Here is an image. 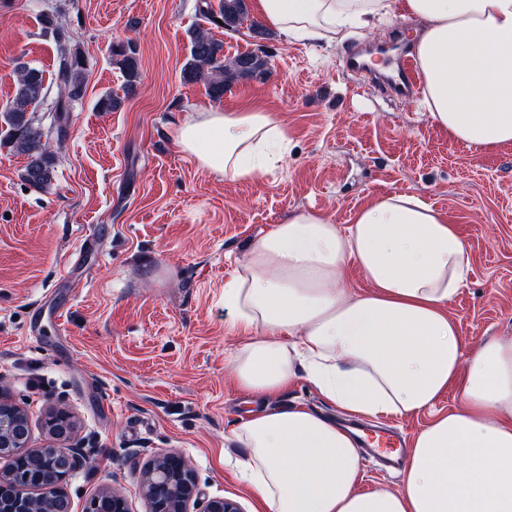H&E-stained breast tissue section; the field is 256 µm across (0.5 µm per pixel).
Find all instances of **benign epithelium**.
Here are the masks:
<instances>
[{
	"label": "benign epithelium",
	"instance_id": "obj_1",
	"mask_svg": "<svg viewBox=\"0 0 512 512\" xmlns=\"http://www.w3.org/2000/svg\"><path fill=\"white\" fill-rule=\"evenodd\" d=\"M49 427L62 443L53 447L28 448L29 421L11 402L0 397V455L11 463L6 477H0V512H30L34 492L52 495V512H69L61 485L82 464L92 458L69 444L73 424L69 414L56 412L49 417ZM139 483L148 512H193L199 495L198 479L190 461L181 453L156 454L140 473ZM86 512H129L126 499L115 491L102 490L93 497ZM203 512H242L239 504L228 498H212Z\"/></svg>",
	"mask_w": 512,
	"mask_h": 512
}]
</instances>
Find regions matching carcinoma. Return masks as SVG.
I'll list each match as a JSON object with an SVG mask.
<instances>
[{
	"label": "carcinoma",
	"instance_id": "cac0c4a2",
	"mask_svg": "<svg viewBox=\"0 0 512 512\" xmlns=\"http://www.w3.org/2000/svg\"><path fill=\"white\" fill-rule=\"evenodd\" d=\"M218 12L226 29H236L248 13L247 0H218ZM189 57L182 68L186 83H204L214 99L224 96V89L240 80L260 79L268 72V54L263 46L238 55L232 60L224 58V46L207 31L197 28L190 34ZM112 58L119 66L125 86L132 90L140 81L138 57L131 43L112 46ZM58 77L63 83L62 98L55 111H68L69 103L82 96V63L77 54L62 58ZM46 91L43 73L26 64L18 65V77L12 103L0 111V145L27 158L22 179L31 187L45 189L52 184L55 175V156L42 142L43 133L34 126L29 108L40 104Z\"/></svg>",
	"mask_w": 512,
	"mask_h": 512
}]
</instances>
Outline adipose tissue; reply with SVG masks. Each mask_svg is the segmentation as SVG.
Instances as JSON below:
<instances>
[{
	"label": "adipose tissue",
	"instance_id": "adipose-tissue-1",
	"mask_svg": "<svg viewBox=\"0 0 512 512\" xmlns=\"http://www.w3.org/2000/svg\"><path fill=\"white\" fill-rule=\"evenodd\" d=\"M265 25L312 45L375 30L394 12L421 20L413 49L422 106L475 151L512 145V0H256ZM208 171L245 182L288 134L270 113L203 109L174 130ZM356 262L370 289L343 288ZM470 271L445 214L414 194L370 199L347 227L291 211L254 239L224 287L238 390L267 401L298 381L360 415L431 413L394 491L358 487L359 450L301 407L250 412L231 433L255 512H512V337L466 348L448 303ZM461 408L435 404L449 386Z\"/></svg>",
	"mask_w": 512,
	"mask_h": 512
}]
</instances>
